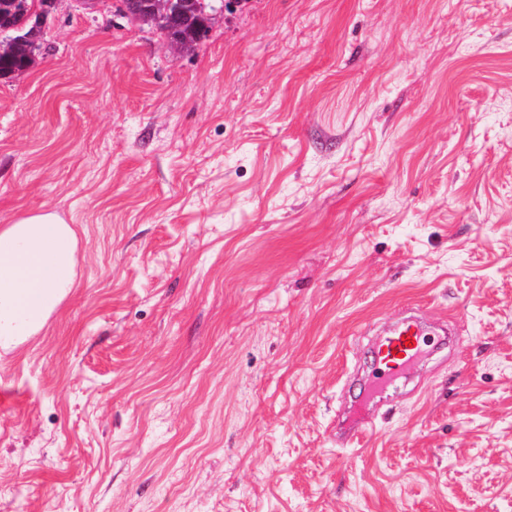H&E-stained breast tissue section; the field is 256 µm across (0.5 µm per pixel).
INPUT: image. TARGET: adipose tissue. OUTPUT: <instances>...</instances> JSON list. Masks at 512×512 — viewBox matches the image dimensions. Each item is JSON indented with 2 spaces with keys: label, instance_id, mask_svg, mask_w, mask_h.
<instances>
[{
  "label": "adipose tissue",
  "instance_id": "ef3b65f1",
  "mask_svg": "<svg viewBox=\"0 0 512 512\" xmlns=\"http://www.w3.org/2000/svg\"><path fill=\"white\" fill-rule=\"evenodd\" d=\"M78 232L57 213L0 225V350L38 334L71 292Z\"/></svg>",
  "mask_w": 512,
  "mask_h": 512
}]
</instances>
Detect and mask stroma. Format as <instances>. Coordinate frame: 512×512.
<instances>
[{"instance_id":"1","label":"stroma","mask_w":512,"mask_h":512,"mask_svg":"<svg viewBox=\"0 0 512 512\" xmlns=\"http://www.w3.org/2000/svg\"><path fill=\"white\" fill-rule=\"evenodd\" d=\"M117 4L0 81V225L79 233L0 512H512V0H238L180 56ZM421 336L422 330L408 323L386 337L379 345V351L382 354L380 356L382 359L381 362L390 366V370L381 372L380 375L370 382L369 387L382 382L395 372L403 371L410 361L420 352L423 344ZM406 341H410L412 347H409V344L405 345ZM398 353H402V357H398Z\"/></svg>"}]
</instances>
